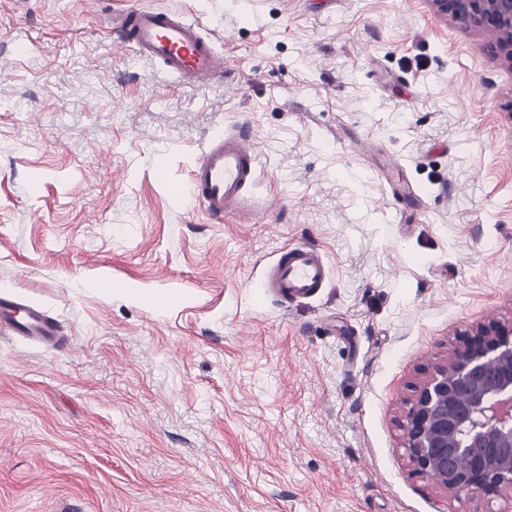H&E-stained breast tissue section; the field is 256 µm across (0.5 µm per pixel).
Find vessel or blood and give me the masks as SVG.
Listing matches in <instances>:
<instances>
[{
	"label": "vessel or blood",
	"instance_id": "vessel-or-blood-1",
	"mask_svg": "<svg viewBox=\"0 0 512 512\" xmlns=\"http://www.w3.org/2000/svg\"><path fill=\"white\" fill-rule=\"evenodd\" d=\"M112 31L117 41L139 57L159 63L162 71L178 83L204 87L224 73L226 61L200 23L182 12L138 8L115 13ZM260 175L253 134L246 124L217 130L197 155L190 173L189 193L209 219L251 207L247 189ZM327 266L321 252L311 245H296L278 252L267 276L260 280L261 292L273 291L284 298L305 297L322 288ZM17 335L45 343L57 342V322L38 305L11 293H0V325Z\"/></svg>",
	"mask_w": 512,
	"mask_h": 512
}]
</instances>
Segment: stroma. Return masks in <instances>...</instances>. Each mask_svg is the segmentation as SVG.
Segmentation results:
<instances>
[{"label":"stroma","mask_w":512,"mask_h":512,"mask_svg":"<svg viewBox=\"0 0 512 512\" xmlns=\"http://www.w3.org/2000/svg\"><path fill=\"white\" fill-rule=\"evenodd\" d=\"M137 6L215 30L223 78L116 52ZM242 122L279 205L216 223L175 192ZM302 243L323 288L257 296ZM5 288L65 343L0 326V512H512L403 446L453 335L512 321V67L429 0H0Z\"/></svg>","instance_id":"stroma-1"}]
</instances>
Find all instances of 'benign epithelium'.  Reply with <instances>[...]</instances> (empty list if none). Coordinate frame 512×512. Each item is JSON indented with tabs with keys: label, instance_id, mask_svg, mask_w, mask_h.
<instances>
[{
	"label": "benign epithelium",
	"instance_id": "1",
	"mask_svg": "<svg viewBox=\"0 0 512 512\" xmlns=\"http://www.w3.org/2000/svg\"><path fill=\"white\" fill-rule=\"evenodd\" d=\"M512 67V0H429ZM413 470L447 497L512 500V323H475L415 384L402 422Z\"/></svg>",
	"mask_w": 512,
	"mask_h": 512
}]
</instances>
